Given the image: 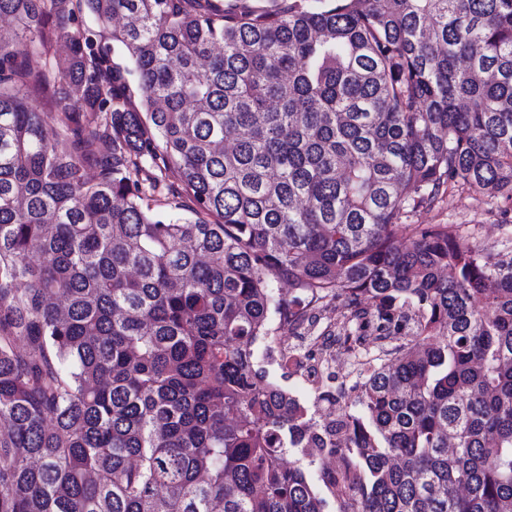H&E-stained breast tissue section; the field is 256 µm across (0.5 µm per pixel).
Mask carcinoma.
<instances>
[{
  "instance_id": "obj_1",
  "label": "carcinoma",
  "mask_w": 512,
  "mask_h": 512,
  "mask_svg": "<svg viewBox=\"0 0 512 512\" xmlns=\"http://www.w3.org/2000/svg\"><path fill=\"white\" fill-rule=\"evenodd\" d=\"M3 18L0 512H325L290 451L337 512H512V235L408 223L451 182L512 201V0ZM334 300L355 377L308 405L253 345ZM179 184L178 177L175 173L169 171L167 176L163 180V185L158 193L155 194L154 201H150L151 208L162 211H174L183 213L182 210L174 209L177 199H174L171 194L168 193L167 186H177Z\"/></svg>"
}]
</instances>
